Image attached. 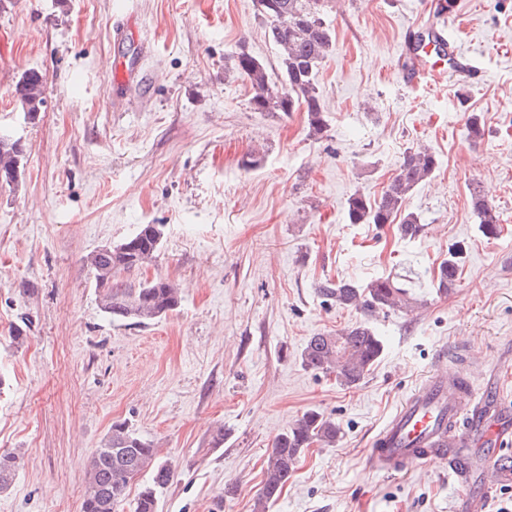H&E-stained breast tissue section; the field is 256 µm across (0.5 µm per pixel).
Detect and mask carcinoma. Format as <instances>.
<instances>
[{
	"label": "carcinoma",
	"mask_w": 512,
	"mask_h": 512,
	"mask_svg": "<svg viewBox=\"0 0 512 512\" xmlns=\"http://www.w3.org/2000/svg\"><path fill=\"white\" fill-rule=\"evenodd\" d=\"M318 0H254L258 15L269 22V36L279 48L277 77L272 81L269 66L239 44L231 54L232 70L246 80L256 112H293L306 107L310 131L318 134L324 126L317 77L323 61L336 50L333 31L318 16ZM14 97L26 116L33 120L45 103L44 82L35 70L23 73L15 83ZM24 148L20 140L0 135V176L17 182L23 167ZM438 166L429 148H409L386 187L377 198L356 191L348 199L351 224H393L404 239H414L423 230L420 218L403 209L412 191L432 176ZM471 206L479 229L488 238L500 235L502 228L496 208L479 188L471 192ZM162 233L156 225L143 224L116 245L106 246L86 257L98 293L100 310L112 321L132 320L148 324L175 310L181 302L180 289L169 281L154 278L138 285L120 279L157 258ZM460 250H448V259L438 268L437 290L446 293L456 286ZM326 301L338 307L370 311H406L411 307L407 290L395 280L379 277L364 286L344 280H325L318 285ZM383 342L375 329L358 323L334 335L310 337L301 352L305 368L335 374L344 387L359 384L383 353ZM340 428L334 420L317 411H308L285 433L276 437L268 455L262 488L253 512H267L288 483L296 464L312 444H336ZM19 469L18 456L0 454V491L11 486ZM87 488L82 512H119L136 478L149 477L138 494L135 512H159L160 495L173 478L167 461L158 457L154 443L144 439L130 422L112 423L106 443L88 459L85 466Z\"/></svg>",
	"instance_id": "1"
}]
</instances>
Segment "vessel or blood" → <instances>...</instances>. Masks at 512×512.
<instances>
[{
  "label": "vessel or blood",
  "mask_w": 512,
  "mask_h": 512,
  "mask_svg": "<svg viewBox=\"0 0 512 512\" xmlns=\"http://www.w3.org/2000/svg\"><path fill=\"white\" fill-rule=\"evenodd\" d=\"M432 34L433 41L407 47L417 62L410 83H438L448 72L463 70L460 52L454 43L446 42L443 29L433 27ZM441 40L446 47L440 53L435 44ZM473 443L486 448L487 487L512 481V471L501 468L499 455L512 444V428L497 409L488 406L485 390L463 389L460 374L439 362L376 432L368 463L374 471L396 475L414 462H447L449 449Z\"/></svg>",
  "instance_id": "obj_1"
}]
</instances>
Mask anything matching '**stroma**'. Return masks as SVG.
I'll list each match as a JSON object with an SVG mask.
<instances>
[{"instance_id": "1", "label": "stroma", "mask_w": 512, "mask_h": 512, "mask_svg": "<svg viewBox=\"0 0 512 512\" xmlns=\"http://www.w3.org/2000/svg\"><path fill=\"white\" fill-rule=\"evenodd\" d=\"M320 0L336 51L318 86L324 127L304 109L257 112L230 68L239 44L268 64L279 49L253 0H6L0 7V131L21 140L18 182L0 184V453L21 466L0 512H81L84 461L114 421L153 440L174 476L160 512H252L274 438L315 410L335 446L302 455L268 512H512V483L457 486L436 462L386 476L369 444L447 353L471 381L491 373L512 418V0ZM440 21L476 79L405 82L407 37ZM129 25L116 40L115 25ZM42 72L28 119L18 77ZM477 113L483 135H468ZM430 147L433 177L408 196L425 226L351 224L354 192L380 195L404 152ZM500 215L484 237L470 190ZM161 225L155 261L178 308L148 324L101 312L85 259ZM460 280L437 294L449 247ZM391 275L412 311L364 316L325 302L326 279ZM370 319L384 351L358 385L306 369L310 336ZM224 443L213 447L216 427Z\"/></svg>"}]
</instances>
